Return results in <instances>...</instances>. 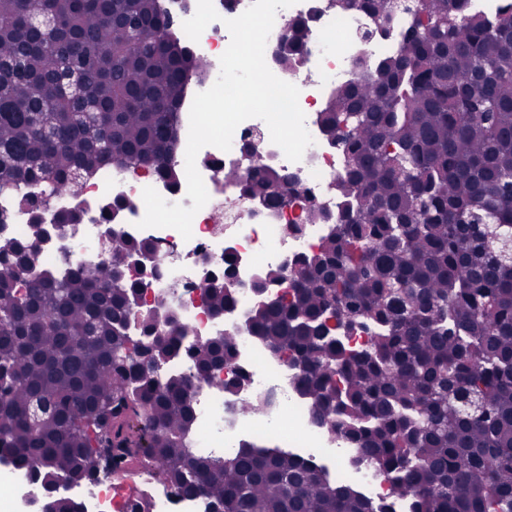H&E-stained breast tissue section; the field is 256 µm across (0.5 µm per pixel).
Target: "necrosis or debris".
<instances>
[{
	"label": "necrosis or debris",
	"mask_w": 512,
	"mask_h": 512,
	"mask_svg": "<svg viewBox=\"0 0 512 512\" xmlns=\"http://www.w3.org/2000/svg\"><path fill=\"white\" fill-rule=\"evenodd\" d=\"M252 0H213L219 14L191 48L200 56L218 58L230 43L226 20L242 14ZM305 20L310 33L303 53L291 71L277 70L280 79L299 89V106L313 142L300 161L286 159L272 143L267 124L259 118L243 121L235 129L230 150L203 147L196 168L207 192L208 203L192 221V237L184 239L172 228H139L145 215L144 188H154L168 203L191 206L186 181L171 184L152 167L138 168L106 164L89 176L80 198L55 197L37 206L18 199L0 197V234L23 238L33 215L47 224L58 213L82 206L80 224L67 236L47 243L36 255L35 271H65L81 266L95 271L107 264L109 247L101 236V216L97 204L106 196L119 197L127 206L115 214V230L123 238L146 240L158 251L153 263L159 276L150 278L146 290L149 301L165 299L169 311L190 327L187 343L217 336L233 337L235 358L212 369L199 386L193 446L203 453L233 451L245 441L299 455L313 464H324L329 479L342 478L356 484L375 504L389 512H408L406 503L391 495L390 481L372 464L353 467L352 449L337 444L325 427L316 423L309 404L297 390V374L288 356L272 352L247 328V319L257 302L253 282L268 271L286 272L288 262L298 255L315 252L329 233L325 224H308L304 214L309 206L335 212L339 203L336 183L344 173L338 150L331 146L322 127V113L336 88L366 76L374 61L391 55L402 46L407 25L406 13H397L387 25L368 14L352 9L339 10L331 0H297L278 10L267 40V50L284 39L293 20ZM217 72L190 76L186 94L176 114V141L171 150L175 169L185 167L189 133V112L195 95L209 89ZM261 159L291 177L294 193L288 205L269 207L242 195L239 186L225 183L224 170L231 167L247 172L254 159ZM299 225L289 233V225ZM236 263L234 300L223 314H215L203 286L206 275L221 274L225 252ZM242 380L239 390H230L234 380ZM267 399L271 405L258 422L240 418L241 403ZM132 493H124L122 483L103 477L93 483L65 488L66 496L77 500L84 512H124L128 497L149 504L150 512H208V501L200 496H184L160 483L153 471L142 469L133 475ZM41 492L30 475L12 463L0 461V512H37Z\"/></svg>",
	"instance_id": "necrosis-or-debris-1"
}]
</instances>
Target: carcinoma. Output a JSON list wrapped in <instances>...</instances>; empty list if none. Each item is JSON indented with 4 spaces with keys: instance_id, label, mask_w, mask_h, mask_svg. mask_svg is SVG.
<instances>
[{
    "instance_id": "cac0c4a2",
    "label": "carcinoma",
    "mask_w": 512,
    "mask_h": 512,
    "mask_svg": "<svg viewBox=\"0 0 512 512\" xmlns=\"http://www.w3.org/2000/svg\"><path fill=\"white\" fill-rule=\"evenodd\" d=\"M354 1L378 20L395 9ZM419 2L402 52L327 103L347 168L339 211L308 208L331 232L250 328L290 353L315 420L409 512H512V7L485 19L464 0ZM166 23L156 0H0V195L72 196L112 162L176 180L174 113L186 76L207 68L155 37ZM307 38L293 22L278 65ZM224 182L268 206L289 196L265 164L226 168ZM123 207L98 203L110 258L96 273L34 274L38 218L25 239L0 237V457L49 493L147 465L211 512H387L294 455L190 447L193 382L158 367L185 353L203 379L235 340L184 345L190 328L162 300L127 333L145 288L128 258L150 243L117 237ZM204 287L214 313L231 306V283ZM367 326L368 344L350 347Z\"/></svg>"
}]
</instances>
